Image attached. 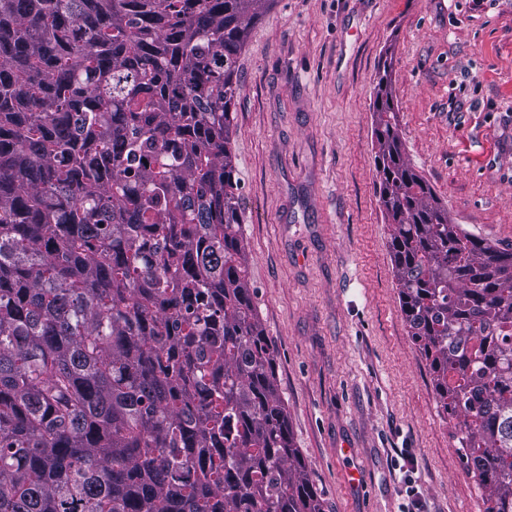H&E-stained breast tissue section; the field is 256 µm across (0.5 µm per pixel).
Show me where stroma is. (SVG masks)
Here are the masks:
<instances>
[{
	"instance_id": "stroma-1",
	"label": "stroma",
	"mask_w": 512,
	"mask_h": 512,
	"mask_svg": "<svg viewBox=\"0 0 512 512\" xmlns=\"http://www.w3.org/2000/svg\"><path fill=\"white\" fill-rule=\"evenodd\" d=\"M453 223L512 248V0H275L231 106L240 232L323 512H484L400 309L372 102Z\"/></svg>"
}]
</instances>
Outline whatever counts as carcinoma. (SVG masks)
<instances>
[{"label": "carcinoma", "mask_w": 512, "mask_h": 512, "mask_svg": "<svg viewBox=\"0 0 512 512\" xmlns=\"http://www.w3.org/2000/svg\"><path fill=\"white\" fill-rule=\"evenodd\" d=\"M270 0H0V512H323L253 305L230 105ZM372 110L399 300L512 512V250Z\"/></svg>", "instance_id": "carcinoma-1"}]
</instances>
